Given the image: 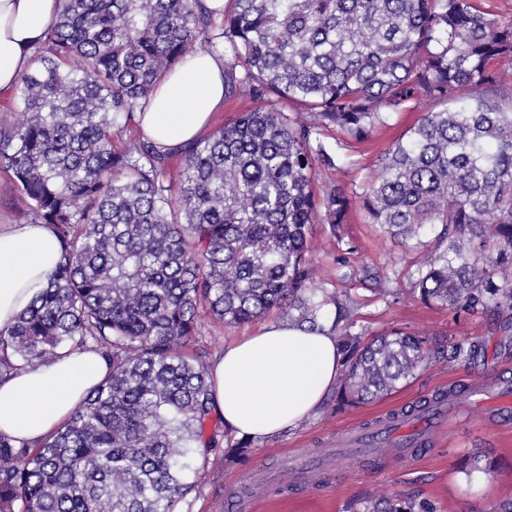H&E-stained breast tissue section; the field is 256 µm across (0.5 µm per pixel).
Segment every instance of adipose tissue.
<instances>
[{
  "mask_svg": "<svg viewBox=\"0 0 512 512\" xmlns=\"http://www.w3.org/2000/svg\"><path fill=\"white\" fill-rule=\"evenodd\" d=\"M58 11L59 0H0L1 93L12 91L31 67ZM223 108L224 58L200 51L157 84L135 119L145 139L174 152L202 138ZM60 259L49 225L0 229V329L47 285ZM108 372L97 352H66L1 379L0 431L36 444L65 423ZM340 375L333 334L272 323L225 346L212 365L213 401L232 434L261 442L318 414Z\"/></svg>",
  "mask_w": 512,
  "mask_h": 512,
  "instance_id": "1",
  "label": "adipose tissue"
}]
</instances>
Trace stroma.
Listing matches in <instances>:
<instances>
[{"instance_id":"1","label":"stroma","mask_w":512,"mask_h":512,"mask_svg":"<svg viewBox=\"0 0 512 512\" xmlns=\"http://www.w3.org/2000/svg\"><path fill=\"white\" fill-rule=\"evenodd\" d=\"M418 117L413 108L395 113L388 127L364 143L333 127L324 130L323 143L328 149H340L342 163L336 169H318L317 188L337 183L361 186L378 168L381 153ZM345 230L355 245L348 256L350 265L375 269L384 287L401 291L397 301L387 303L364 285L342 280L334 238L327 225H314L310 264L320 285L348 289L359 298L357 330L369 338L392 328L450 341L480 336L489 345L486 357L468 365H431L384 399L342 411L334 399H326L316 417L263 443H251L243 455L228 452L236 438L225 434L221 449L198 463L202 477L187 499L189 512H229L240 497L251 510L274 503L277 512H351L356 503L382 497L425 501L434 512H497L500 504L512 499V409L501 404L457 400L433 428L429 448L416 455L399 451L391 438L376 448L352 443L364 423L457 383L512 390V356L494 350L495 321L428 306L410 294L406 272L421 261L423 250L408 249L369 224L357 206ZM260 324L227 328L202 315L199 347L208 358H215L225 345L253 334ZM470 454L487 459L490 473L462 472L461 462Z\"/></svg>"}]
</instances>
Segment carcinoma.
Returning a JSON list of instances; mask_svg holds the SVG:
<instances>
[{
    "instance_id": "obj_1",
    "label": "carcinoma",
    "mask_w": 512,
    "mask_h": 512,
    "mask_svg": "<svg viewBox=\"0 0 512 512\" xmlns=\"http://www.w3.org/2000/svg\"><path fill=\"white\" fill-rule=\"evenodd\" d=\"M61 0L56 22L6 105L0 172L49 224L62 257L48 285L0 330V380L63 350H92L109 373L48 438L17 446L0 432V512H182L193 467L219 447L199 309L226 328L274 308L339 336L336 408L376 401L424 368L485 356L478 337L444 343L394 329L355 332L358 301L314 282L311 224L329 226L343 278L356 270L343 225L349 191L319 194L316 170L342 160L320 140L336 127L369 138L406 104L417 122L361 185L367 222L410 248L426 305L495 316L512 353V20L485 0ZM224 55V98L276 95L314 112H243L171 155L142 139L134 112L174 66ZM446 392L375 421L390 433ZM362 512H430L424 501L364 502Z\"/></svg>"
}]
</instances>
